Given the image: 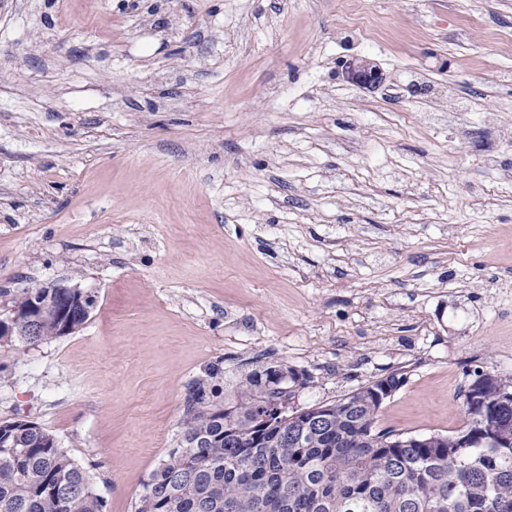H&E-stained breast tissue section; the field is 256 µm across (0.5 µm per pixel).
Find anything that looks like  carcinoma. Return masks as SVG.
I'll return each mask as SVG.
<instances>
[{"label": "carcinoma", "mask_w": 512, "mask_h": 512, "mask_svg": "<svg viewBox=\"0 0 512 512\" xmlns=\"http://www.w3.org/2000/svg\"><path fill=\"white\" fill-rule=\"evenodd\" d=\"M42 295L39 335L0 336L1 346L60 337L47 289H24L10 308ZM220 375L213 366L192 388L179 447L151 472L135 512H512V377L485 389L483 423L466 390L463 425L450 435L378 429L372 389L389 375L330 405L309 430L273 424L256 439L257 397L273 379L254 372L239 385L230 407L237 432L226 435L224 403L210 387ZM0 427V512H104L86 469L52 433L25 419ZM465 435L474 440L460 448Z\"/></svg>", "instance_id": "1"}]
</instances>
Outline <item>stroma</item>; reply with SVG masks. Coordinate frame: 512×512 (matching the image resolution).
I'll return each mask as SVG.
<instances>
[{
  "mask_svg": "<svg viewBox=\"0 0 512 512\" xmlns=\"http://www.w3.org/2000/svg\"><path fill=\"white\" fill-rule=\"evenodd\" d=\"M48 283L95 306L0 346V421L106 512L215 364L303 409L396 374L377 428L456 431L512 377V0H0V310ZM342 73L347 80L364 88H378L386 81V75L368 57H353L345 60Z\"/></svg>",
  "mask_w": 512,
  "mask_h": 512,
  "instance_id": "35a3bbf8",
  "label": "stroma"
}]
</instances>
